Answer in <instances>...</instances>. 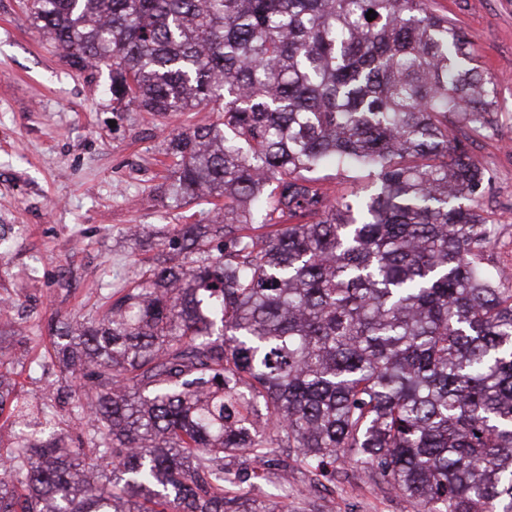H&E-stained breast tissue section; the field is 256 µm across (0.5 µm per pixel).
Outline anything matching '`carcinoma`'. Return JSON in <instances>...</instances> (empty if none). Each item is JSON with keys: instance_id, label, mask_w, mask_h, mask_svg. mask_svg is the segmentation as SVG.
<instances>
[{"instance_id": "cac0c4a2", "label": "carcinoma", "mask_w": 512, "mask_h": 512, "mask_svg": "<svg viewBox=\"0 0 512 512\" xmlns=\"http://www.w3.org/2000/svg\"><path fill=\"white\" fill-rule=\"evenodd\" d=\"M112 101L166 116L182 224L100 318L52 336L71 442L0 359V512L243 511L228 458L340 462L416 512H512V275L448 116L495 118L473 42L424 0H27ZM374 11L372 21L366 13ZM360 168L336 198L321 169Z\"/></svg>"}]
</instances>
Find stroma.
Instances as JSON below:
<instances>
[{"mask_svg":"<svg viewBox=\"0 0 512 512\" xmlns=\"http://www.w3.org/2000/svg\"><path fill=\"white\" fill-rule=\"evenodd\" d=\"M473 41L496 84L497 123L476 131L451 124L486 173L480 206L491 224L489 252L512 270V0H427ZM110 69L72 67L32 23L24 0H0V298L15 333L0 353L17 360L25 394L48 397L64 414L75 380H62L50 353L53 325L98 317L105 296L151 264L176 225L197 224L210 199L169 197L165 138L215 121L196 109L158 118L114 105ZM288 474V512H413L402 495L358 467L311 485L295 455L261 465Z\"/></svg>","mask_w":512,"mask_h":512,"instance_id":"35a3bbf8","label":"stroma"}]
</instances>
